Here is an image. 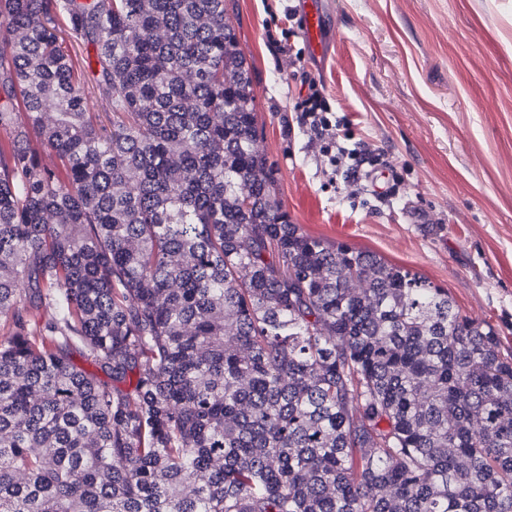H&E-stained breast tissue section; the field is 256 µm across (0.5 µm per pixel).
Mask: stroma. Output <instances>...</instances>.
I'll use <instances>...</instances> for the list:
<instances>
[{
    "mask_svg": "<svg viewBox=\"0 0 512 512\" xmlns=\"http://www.w3.org/2000/svg\"><path fill=\"white\" fill-rule=\"evenodd\" d=\"M330 53L313 60L286 7L235 0L240 47L291 220L448 289L512 351V0H324ZM293 29L280 51L268 31ZM322 84L351 142L380 153L395 199L346 182L296 119L303 76Z\"/></svg>",
    "mask_w": 512,
    "mask_h": 512,
    "instance_id": "stroma-1",
    "label": "stroma"
}]
</instances>
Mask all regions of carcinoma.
<instances>
[{
    "label": "carcinoma",
    "mask_w": 512,
    "mask_h": 512,
    "mask_svg": "<svg viewBox=\"0 0 512 512\" xmlns=\"http://www.w3.org/2000/svg\"><path fill=\"white\" fill-rule=\"evenodd\" d=\"M0 29V512H512V352L291 221L228 0Z\"/></svg>",
    "instance_id": "carcinoma-1"
}]
</instances>
